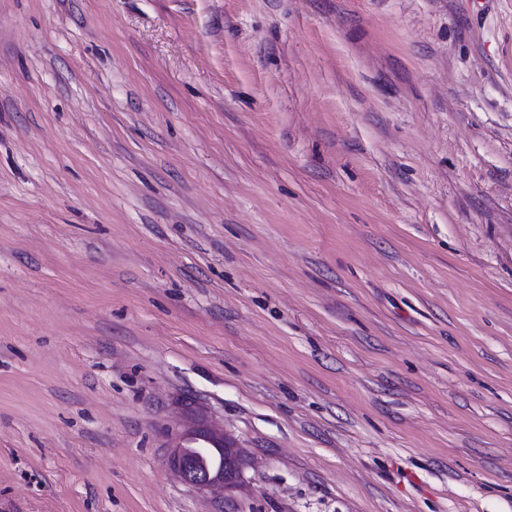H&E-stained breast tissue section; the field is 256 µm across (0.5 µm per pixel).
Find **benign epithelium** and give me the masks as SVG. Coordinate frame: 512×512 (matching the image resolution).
<instances>
[{"label":"benign epithelium","instance_id":"obj_1","mask_svg":"<svg viewBox=\"0 0 512 512\" xmlns=\"http://www.w3.org/2000/svg\"><path fill=\"white\" fill-rule=\"evenodd\" d=\"M168 464L181 481L201 491L229 494L242 484V451L227 444L224 433L202 423L173 430Z\"/></svg>","mask_w":512,"mask_h":512}]
</instances>
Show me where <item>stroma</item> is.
Masks as SVG:
<instances>
[{
	"label": "stroma",
	"mask_w": 512,
	"mask_h": 512,
	"mask_svg": "<svg viewBox=\"0 0 512 512\" xmlns=\"http://www.w3.org/2000/svg\"><path fill=\"white\" fill-rule=\"evenodd\" d=\"M0 512H512V0H0ZM173 448L169 457L170 468L184 484L201 491H214L227 495L240 488L242 484L243 455L240 448L227 444L224 433L202 423L188 430L171 431ZM194 446L200 458L213 453L214 449L224 446V457L229 467L220 464L198 465L192 461L187 448Z\"/></svg>",
	"instance_id": "1"
}]
</instances>
